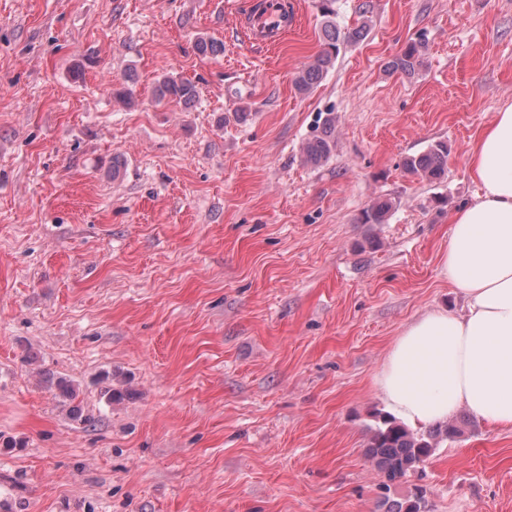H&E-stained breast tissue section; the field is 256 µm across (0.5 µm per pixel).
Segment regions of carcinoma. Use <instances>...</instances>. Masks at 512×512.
Returning <instances> with one entry per match:
<instances>
[{
  "instance_id": "obj_1",
  "label": "carcinoma",
  "mask_w": 512,
  "mask_h": 512,
  "mask_svg": "<svg viewBox=\"0 0 512 512\" xmlns=\"http://www.w3.org/2000/svg\"><path fill=\"white\" fill-rule=\"evenodd\" d=\"M335 0H322L323 50L314 60L297 72L293 79L295 91L306 95L314 91L326 77L338 55L340 45L356 43L365 38L370 27V20L365 18L361 23L346 33H340L336 25ZM425 45L420 41H412L386 64L390 73H402L412 77L424 64ZM198 96L197 86L177 76L163 77L156 88V99L161 102L168 98L184 105L192 103ZM335 121L328 118L321 129L317 130L303 145L304 160L319 166L331 155L335 146ZM448 144L438 142L427 151L408 158L404 163L407 174L421 180L437 181L447 173ZM395 207L389 198H379L363 210L360 223L384 224ZM464 433L463 423L448 422L436 425L424 432H414L393 416L385 413L377 415V423L371 430L366 454L374 467L383 475L385 481L382 488L385 495L381 499V507L385 512H429L426 495L421 487L415 488L410 495L393 499L390 497L391 485L405 475L420 469V465L429 457L437 446L445 441L453 440Z\"/></svg>"
}]
</instances>
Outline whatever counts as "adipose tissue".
Here are the masks:
<instances>
[{"instance_id":"obj_1","label":"adipose tissue","mask_w":512,"mask_h":512,"mask_svg":"<svg viewBox=\"0 0 512 512\" xmlns=\"http://www.w3.org/2000/svg\"><path fill=\"white\" fill-rule=\"evenodd\" d=\"M469 169L480 190L451 215L442 261L465 309L408 324L376 378L391 414L415 428L461 409L512 425V104L481 133Z\"/></svg>"}]
</instances>
